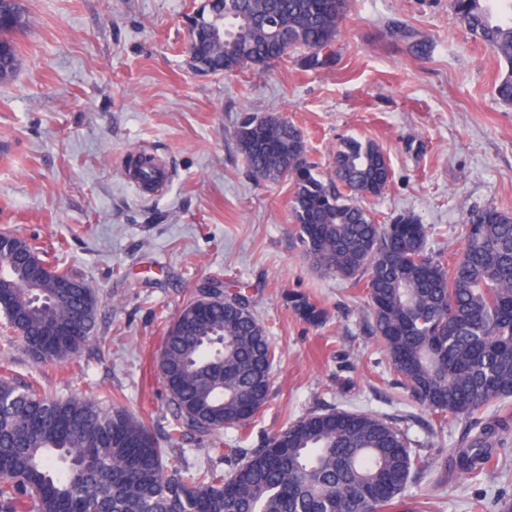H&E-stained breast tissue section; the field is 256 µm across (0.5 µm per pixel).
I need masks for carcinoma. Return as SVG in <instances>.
I'll return each instance as SVG.
<instances>
[{
    "label": "carcinoma",
    "mask_w": 512,
    "mask_h": 512,
    "mask_svg": "<svg viewBox=\"0 0 512 512\" xmlns=\"http://www.w3.org/2000/svg\"><path fill=\"white\" fill-rule=\"evenodd\" d=\"M450 0L454 14L507 64L497 84L512 104V0ZM349 0H215L193 22L196 64L207 74L248 66L264 73L308 52L305 65L325 69ZM30 20L22 0H0V83L21 67L17 37ZM236 138L259 181L293 182L291 214L312 264L365 291L371 331L411 397L442 423L467 426L454 455L458 476L485 474L503 449L500 419L478 414L512 399V213L470 210L455 228L458 254L427 248L428 229L413 217L380 224L356 201L386 189L391 169L373 141H342L328 177L305 157L301 132L287 119L246 117ZM16 239L0 252V338L19 339L47 364H59L89 339L98 301L89 288L62 293L72 273L32 255ZM187 303L167 329L158 370L172 418L168 439L207 438L224 456V427L246 425L243 406H264L276 349L241 291ZM291 308L319 327L325 311L303 295ZM77 321L81 330L47 342L44 331ZM148 426L116 397L80 392L43 396L38 384L0 368V512H383L409 483L431 469L407 434L372 413L314 412L290 423L231 472L210 465L166 464Z\"/></svg>",
    "instance_id": "carcinoma-1"
}]
</instances>
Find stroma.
<instances>
[{"mask_svg":"<svg viewBox=\"0 0 512 512\" xmlns=\"http://www.w3.org/2000/svg\"><path fill=\"white\" fill-rule=\"evenodd\" d=\"M198 2L23 0L22 66L0 84V233L44 248L98 309L65 364L18 341H0V364L50 397L119 395L162 441L171 414L156 365L170 323L213 282L242 287L277 350L269 399L247 429L225 428L230 460L196 436L177 441L171 465L230 471L289 423L336 408L392 421L432 464L386 512H476L512 493V457L474 480L453 473L464 423L439 424L396 385L363 293L313 266L296 235L291 181H255L236 139L244 116L286 118L323 172L342 138L377 143L390 181L360 205L382 224L414 215L431 250L458 254L451 228L468 209L512 211V105L495 93L505 63L449 0H350L330 69L303 68L296 51L259 76H203L183 53ZM135 151L169 167L164 191L127 181ZM292 293L326 325L296 315ZM291 308L307 323L319 327L326 322L325 311L303 295L292 293L288 296Z\"/></svg>","mask_w":512,"mask_h":512,"instance_id":"1","label":"stroma"}]
</instances>
